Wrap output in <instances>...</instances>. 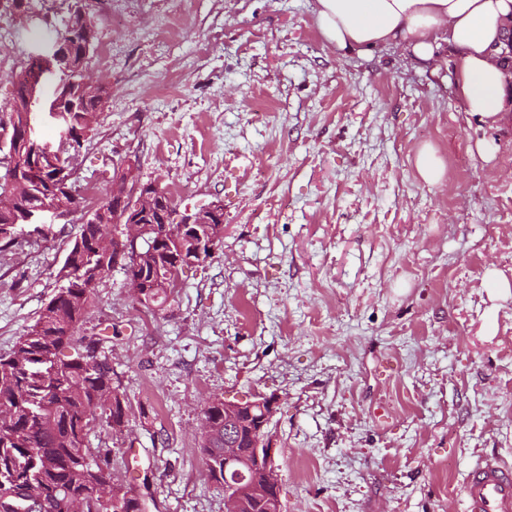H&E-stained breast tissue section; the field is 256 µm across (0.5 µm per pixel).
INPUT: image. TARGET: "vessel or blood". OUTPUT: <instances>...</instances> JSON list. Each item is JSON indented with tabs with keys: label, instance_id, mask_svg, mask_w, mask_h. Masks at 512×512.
I'll use <instances>...</instances> for the list:
<instances>
[{
	"label": "vessel or blood",
	"instance_id": "obj_1",
	"mask_svg": "<svg viewBox=\"0 0 512 512\" xmlns=\"http://www.w3.org/2000/svg\"><path fill=\"white\" fill-rule=\"evenodd\" d=\"M458 494L464 512H512V465L493 457L477 459Z\"/></svg>",
	"mask_w": 512,
	"mask_h": 512
}]
</instances>
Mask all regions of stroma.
<instances>
[{
  "label": "stroma",
  "instance_id": "35a3bbf8",
  "mask_svg": "<svg viewBox=\"0 0 512 512\" xmlns=\"http://www.w3.org/2000/svg\"><path fill=\"white\" fill-rule=\"evenodd\" d=\"M75 0H0V119ZM86 74L108 94L73 151L80 209L0 251V354L59 286L69 242L133 166L178 210L217 202L224 241L163 309L122 268L101 338L123 431L95 426L146 512H224L202 462L208 401L275 396L283 512H462L479 455L512 462V123L465 112L454 66L322 37L315 0H86ZM498 145L485 162L477 145ZM442 158L425 183L422 147ZM415 165L419 176L427 184L438 185L444 182L445 165L431 147H424L419 151Z\"/></svg>",
  "mask_w": 512,
  "mask_h": 512
}]
</instances>
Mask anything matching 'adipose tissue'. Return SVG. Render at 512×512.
Listing matches in <instances>:
<instances>
[{
    "label": "adipose tissue",
    "mask_w": 512,
    "mask_h": 512,
    "mask_svg": "<svg viewBox=\"0 0 512 512\" xmlns=\"http://www.w3.org/2000/svg\"><path fill=\"white\" fill-rule=\"evenodd\" d=\"M315 13L328 44L361 55L394 43L430 60L436 48L449 47L465 111L494 126L512 110L511 77L496 60L512 28V0H316Z\"/></svg>",
    "instance_id": "obj_1"
}]
</instances>
